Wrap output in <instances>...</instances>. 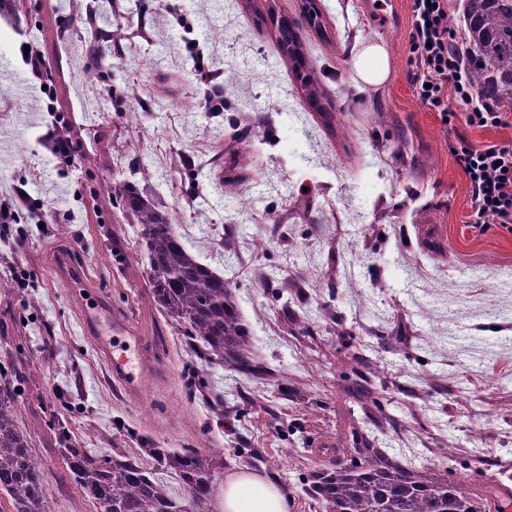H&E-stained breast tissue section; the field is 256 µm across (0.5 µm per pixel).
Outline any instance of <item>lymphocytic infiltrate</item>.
<instances>
[{"label": "lymphocytic infiltrate", "mask_w": 512, "mask_h": 512, "mask_svg": "<svg viewBox=\"0 0 512 512\" xmlns=\"http://www.w3.org/2000/svg\"><path fill=\"white\" fill-rule=\"evenodd\" d=\"M408 79L414 96L444 122L508 126L512 116L486 101L471 83L463 58V33L448 13V0H412ZM455 160L470 188L469 221L512 224V139L485 145L462 142Z\"/></svg>", "instance_id": "obj_1"}]
</instances>
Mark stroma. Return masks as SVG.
I'll return each mask as SVG.
<instances>
[{
  "label": "stroma",
  "mask_w": 512,
  "mask_h": 512,
  "mask_svg": "<svg viewBox=\"0 0 512 512\" xmlns=\"http://www.w3.org/2000/svg\"><path fill=\"white\" fill-rule=\"evenodd\" d=\"M86 2L20 0L18 26L0 22V78L15 91L0 101V201L21 214L0 223V277L13 285L0 297V353L18 370L17 425L46 463L48 512H96L53 453V418L102 455L124 434L132 448L221 456L217 495L225 473L244 466L239 450L258 449L290 512H325L302 490L304 452L288 456L283 446L334 440L349 408L363 420L346 332L374 361L433 376L410 394L389 387L396 424L377 432L380 443L465 485L470 459L482 453L512 486V224L467 226L468 182L453 156L461 139L507 140L512 127L447 125L414 97L411 0H316L322 27L302 28L319 78L315 103L268 21L272 11L301 18L304 0H146L141 28L123 42L122 88L142 108L134 123L89 79L93 35L79 22ZM211 23L223 37L208 35ZM362 40L390 52L392 73L380 86L356 80L353 47ZM151 42L163 51L139 70ZM27 47L45 77L28 70ZM92 101L99 111H88ZM61 122L80 145L71 166L45 147ZM221 131L259 146L243 174L255 192L241 215L202 204L214 190L188 176L202 164L212 180L227 175ZM121 163L147 169L142 186L168 208L175 233L235 288L255 350L285 388L204 364L179 337L158 339L163 317L146 295L139 227L113 216ZM60 224L68 234L57 233ZM61 252L144 337L150 371L140 398L124 393L85 334L56 266ZM280 288L305 292L298 305L316 315L315 335L298 333L274 297ZM243 397L252 412L232 423L214 415L215 405Z\"/></svg>",
  "instance_id": "35a3bbf8"
}]
</instances>
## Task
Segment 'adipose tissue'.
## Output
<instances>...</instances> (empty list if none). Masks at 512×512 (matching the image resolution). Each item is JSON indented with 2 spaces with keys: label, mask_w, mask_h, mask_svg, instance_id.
Returning a JSON list of instances; mask_svg holds the SVG:
<instances>
[{
  "label": "adipose tissue",
  "mask_w": 512,
  "mask_h": 512,
  "mask_svg": "<svg viewBox=\"0 0 512 512\" xmlns=\"http://www.w3.org/2000/svg\"><path fill=\"white\" fill-rule=\"evenodd\" d=\"M358 79L369 86L384 83L391 72L390 55L383 43L366 42L353 54ZM222 512H289L286 493L271 478L247 471L224 478Z\"/></svg>",
  "instance_id": "1"
}]
</instances>
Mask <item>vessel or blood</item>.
I'll return each mask as SVG.
<instances>
[{"instance_id":"b4317fda","label":"vessel or blood","mask_w":512,"mask_h":512,"mask_svg":"<svg viewBox=\"0 0 512 512\" xmlns=\"http://www.w3.org/2000/svg\"><path fill=\"white\" fill-rule=\"evenodd\" d=\"M100 317L99 310L85 312L83 324L90 330L97 351L109 364L114 378L125 392L140 394L148 364L130 341L132 327L126 320L116 317L112 320L111 333L106 334L98 326Z\"/></svg>"}]
</instances>
